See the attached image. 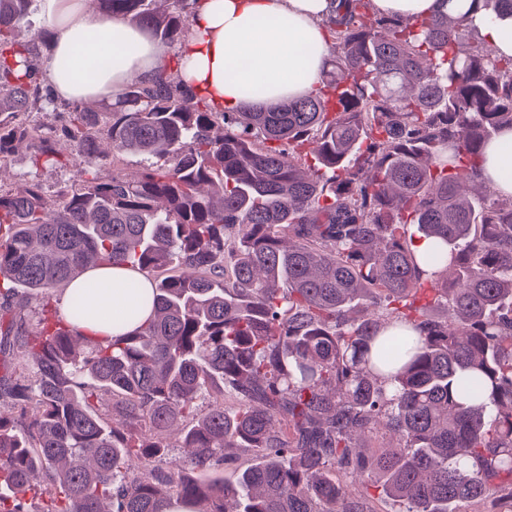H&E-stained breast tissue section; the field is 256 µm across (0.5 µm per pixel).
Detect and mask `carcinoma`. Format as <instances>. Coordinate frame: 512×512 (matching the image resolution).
I'll return each mask as SVG.
<instances>
[{
  "label": "carcinoma",
  "instance_id": "cac0c4a2",
  "mask_svg": "<svg viewBox=\"0 0 512 512\" xmlns=\"http://www.w3.org/2000/svg\"><path fill=\"white\" fill-rule=\"evenodd\" d=\"M31 2L0 0V163L86 178L0 193V299L41 307L28 333L0 308V512H376L372 488L401 512H512V198L470 188L512 128V57L471 13L512 0L422 19L342 0L314 94L227 112L169 68L106 114L45 83L38 38H18ZM98 4L170 44L189 31L190 0ZM61 103L65 124L23 122ZM127 154L147 161L133 179ZM110 264L147 274L153 315L93 345L52 301ZM97 289L71 319L109 318ZM381 427L399 447L369 445ZM35 178L39 181L47 199H54L59 191L79 186L85 179L82 165L70 163L61 168L34 169L27 154H19L7 162V172L0 178V192L7 193L25 179Z\"/></svg>",
  "mask_w": 512,
  "mask_h": 512
}]
</instances>
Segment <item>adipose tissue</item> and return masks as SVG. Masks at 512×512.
Listing matches in <instances>:
<instances>
[{"mask_svg": "<svg viewBox=\"0 0 512 512\" xmlns=\"http://www.w3.org/2000/svg\"><path fill=\"white\" fill-rule=\"evenodd\" d=\"M458 0H372L380 16L428 17L452 12ZM336 8L334 0H196L188 34L177 50L156 40L147 30L86 12L82 0H42L51 22L50 55L68 58L69 71L49 67L47 78L64 99L117 100L132 75L152 78L169 66L178 53L183 83L216 108L238 112L252 106H270L317 91L329 55L330 33L324 21ZM108 56L111 66L94 78L85 75L89 56ZM507 130L487 147L480 175L496 194L512 196V179L502 175L512 163ZM100 292L96 304L109 312L127 303L128 280L150 281L126 265L88 269ZM152 314L141 305L131 321L119 324L85 320L75 328L87 341L105 345L133 332Z\"/></svg>", "mask_w": 512, "mask_h": 512, "instance_id": "obj_1", "label": "adipose tissue"}]
</instances>
